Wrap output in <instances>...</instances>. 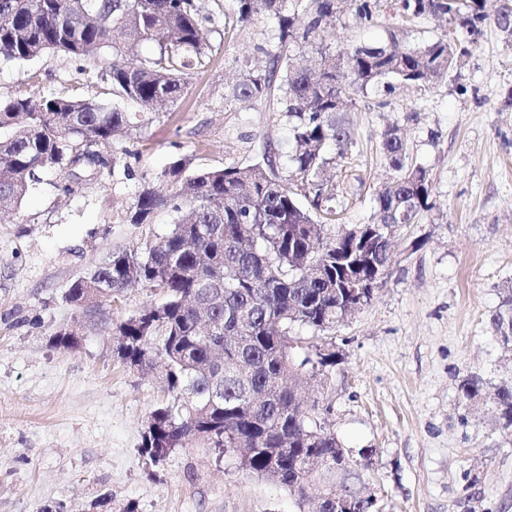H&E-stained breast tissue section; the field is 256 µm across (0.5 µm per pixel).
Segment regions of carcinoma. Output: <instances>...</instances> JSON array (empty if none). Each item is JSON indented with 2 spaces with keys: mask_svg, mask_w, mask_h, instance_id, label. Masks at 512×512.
Here are the masks:
<instances>
[{
  "mask_svg": "<svg viewBox=\"0 0 512 512\" xmlns=\"http://www.w3.org/2000/svg\"><path fill=\"white\" fill-rule=\"evenodd\" d=\"M224 39L237 23L263 24L257 50L267 62L254 68L235 58L237 78L224 106L245 102L273 112L288 126L289 151L262 161L222 167L181 157L141 175L130 224L173 213L166 234L108 260L76 279L66 300L90 319L133 288L161 296L115 327L118 359L131 368L161 363L171 401L155 408L143 436L154 462L176 448L204 442L235 453L250 472L277 483L316 512H376L377 503L336 494V449L342 442L307 408L297 385L336 365V351L290 336L298 324L329 335L370 296L347 288L385 272L388 230L418 223L430 209V175L409 161V149L390 127L383 152L392 182L377 192L379 219L353 233L323 236L314 219L336 215V183L326 147L344 152L351 130L336 119L361 98L380 99L393 82L422 87L448 77L478 43L486 0H391L405 22L432 17L446 29L424 43L390 33L386 45L335 50L324 42L331 21L351 15L371 23L380 0H228ZM195 0H0V63L27 62L47 51L85 62L109 86L112 101L64 94L37 98L17 93L0 100V208L18 207L39 173L62 175L58 189L112 175L129 150L109 154L121 129L159 115L188 89L190 71L213 57L212 30L199 23ZM494 23L512 28V0H499ZM154 43L149 56L141 47ZM136 111L130 112L127 106ZM491 324L512 340V294ZM460 391L471 406H491L512 432V379L486 395L482 378H465Z\"/></svg>",
  "mask_w": 512,
  "mask_h": 512,
  "instance_id": "carcinoma-1",
  "label": "carcinoma"
}]
</instances>
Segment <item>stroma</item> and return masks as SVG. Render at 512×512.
Segmentation results:
<instances>
[{
	"mask_svg": "<svg viewBox=\"0 0 512 512\" xmlns=\"http://www.w3.org/2000/svg\"><path fill=\"white\" fill-rule=\"evenodd\" d=\"M392 25L385 6L374 24L335 23L325 41L338 50L383 43ZM260 30L237 24L225 54L190 75L175 108L121 137L134 178L119 168L66 196L58 174L44 172L22 206L0 216V512H300L286 489L214 449L179 448L158 463L143 456L148 415L168 392L160 370L120 362L109 325L153 294L126 292L84 324L64 298L112 250L170 229L166 212L149 227L126 222L138 173L184 156L257 162L268 143H286L275 114L224 108L229 58L266 63ZM482 31L443 82L400 85L390 106L368 99L341 115L353 142L336 167L351 176L336 182L325 236L377 218L386 127L400 128L433 183L422 223L396 232L372 301L323 338L336 365L307 391L309 402L331 407L328 422L346 447L372 449L361 475L383 512H512V435L459 391L470 374L490 390L512 377V345L490 324L512 291V35L491 20ZM73 89L107 93L57 54L0 64L1 99ZM76 324V347L50 343L55 329Z\"/></svg>",
	"mask_w": 512,
	"mask_h": 512,
	"instance_id": "1",
	"label": "stroma"
}]
</instances>
